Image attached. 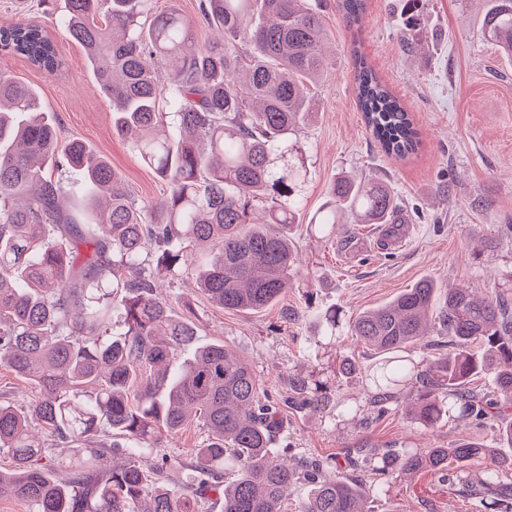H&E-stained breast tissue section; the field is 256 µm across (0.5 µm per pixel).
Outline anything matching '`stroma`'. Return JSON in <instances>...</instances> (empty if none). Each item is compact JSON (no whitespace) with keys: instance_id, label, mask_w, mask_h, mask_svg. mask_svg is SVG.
<instances>
[{"instance_id":"obj_1","label":"stroma","mask_w":512,"mask_h":512,"mask_svg":"<svg viewBox=\"0 0 512 512\" xmlns=\"http://www.w3.org/2000/svg\"><path fill=\"white\" fill-rule=\"evenodd\" d=\"M327 33L328 68L309 85L319 114L302 126L300 140L309 166L303 215L325 202L336 175L351 170L389 181L411 228L399 251L361 245L371 227L340 224L329 239L297 233L299 255L320 281L313 299L295 288L274 306L227 310L211 303L188 269L160 283L175 313L192 318L201 341H221L253 369L264 388L287 395L289 375L308 372L326 358L327 339L312 333L314 312L330 308L346 317L382 305L422 278L438 286L474 287L490 297L512 300V65L478 35L477 0H423L409 12L406 0H367L359 31L350 30L336 0H320ZM26 10L30 20L53 30L68 67L59 77L31 69L17 58H1L0 71L33 86L42 111L50 113L62 140L77 139L105 157L120 173L135 203L148 204L167 192L166 182L141 164L131 145L112 131V106L98 91L84 53L64 26L66 0H0V25ZM411 29L417 45L405 52L399 41ZM378 70L413 115L421 133L416 157L385 156L366 130L353 95L352 45ZM298 312L290 322L286 311ZM338 405L323 414L288 416L287 435L309 457L344 458L349 449L445 448L475 440L501 444L496 424L475 427L446 420L427 429L411 422L404 408L383 418H352L347 406L367 408L361 383L339 387ZM206 431L191 425L164 437L143 459L167 458L159 479L183 474ZM376 512H472L461 487L422 472L375 498Z\"/></svg>"}]
</instances>
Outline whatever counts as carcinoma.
Listing matches in <instances>:
<instances>
[{
  "instance_id": "carcinoma-1",
  "label": "carcinoma",
  "mask_w": 512,
  "mask_h": 512,
  "mask_svg": "<svg viewBox=\"0 0 512 512\" xmlns=\"http://www.w3.org/2000/svg\"><path fill=\"white\" fill-rule=\"evenodd\" d=\"M154 0H67L64 27L113 112V130L166 180L164 198L138 206L123 179L79 140L59 141L32 88L0 74V368L32 382L26 409L0 402V498L32 512H198L212 492L222 512H285L288 488L309 489L301 512H374L373 487L336 477L337 459L307 460L289 442L273 451L284 407L317 415L334 405L327 380L296 374L286 398L264 392L251 368L220 341L197 342L194 321L174 314L157 281L201 251L197 289L225 309L256 311L291 288L313 298L292 241L307 170L300 124L315 116L304 83L327 68L325 33L309 0H201V21L219 30L203 46L194 22ZM481 37L512 62V0H483ZM358 29L365 0H337ZM0 56L57 77L66 70L52 31L23 17L0 26ZM354 91L382 152L408 159L421 133L410 112L354 46ZM83 174L64 188L50 162ZM385 180L336 177L309 224L322 237L338 224H399ZM122 332L112 336V324ZM341 312L320 314V334L339 339ZM381 362L367 375L370 411L381 417L416 388L408 418L500 423L512 448V308L472 288L422 280L348 323ZM451 350L431 352L433 337ZM428 354L416 359L411 349ZM337 373H359L339 355ZM493 377L496 391L471 387ZM71 448L70 477L55 480L32 420ZM196 423L207 439L193 473L162 484L141 464L142 445ZM121 438L112 467L94 437ZM363 470L390 487L420 472L459 484L475 512H512V455L477 441L446 448H359Z\"/></svg>"
}]
</instances>
